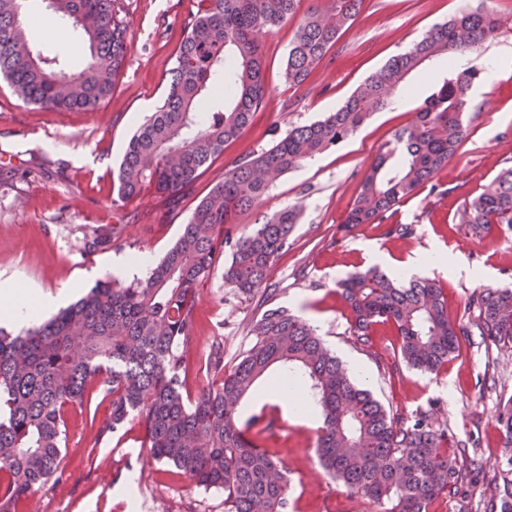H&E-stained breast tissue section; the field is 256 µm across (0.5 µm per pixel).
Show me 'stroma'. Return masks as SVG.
I'll list each match as a JSON object with an SVG mask.
<instances>
[{"mask_svg":"<svg viewBox=\"0 0 512 512\" xmlns=\"http://www.w3.org/2000/svg\"><path fill=\"white\" fill-rule=\"evenodd\" d=\"M116 6L129 23L127 59L100 108L39 109L0 81V280L53 294L65 291L74 301L110 278L118 258L146 253L161 260L199 199L234 161L271 147L288 128L334 111L433 24L462 10H501L497 38L477 56L482 92L471 99L465 141L432 185L394 207L388 223L350 230L344 220L379 148L409 124L428 95V81L419 76L405 105L374 114L355 135L289 172L240 216L237 231L247 234L286 206L302 208L291 247L267 271L266 290L246 295L226 286V252L200 284L184 379L185 393L196 395L208 382L204 365L213 343H223L224 365L233 367L252 344V320L261 305L287 307L314 326L341 361L360 367V380L385 408L406 416L436 408L434 425L447 427L449 441L482 463V471L468 473L455 497L436 499L429 512H485L489 481L512 458L500 423L502 406L512 398V343L485 346L478 337L463 336L456 356L438 372H420L401 364L390 325L375 326L370 347L354 345L349 312L336 290L340 280L372 267V253L406 261L437 249L447 254L448 269L426 277L442 289L450 320L472 316L468 301L475 290L512 289V227L497 224L477 236L457 219L463 199L477 196L512 161V12L503 0H364L355 24L297 88L283 79L297 23L280 25L264 41L268 93L262 111L242 137L225 144L171 210L151 190L114 201L112 172L143 117L166 94L167 72L197 0H116ZM391 223L412 225L414 232L408 238L387 235ZM114 228L121 248L85 251L83 239L91 230ZM260 411L272 425L252 437L289 470L294 512H383L323 472L316 459V426L255 395L240 407L245 418ZM111 412L110 397L93 384L84 406L68 413L66 473L38 493L49 512H224L223 490L190 485L175 468L149 456L141 446L140 418L126 421L118 434L99 436L96 423ZM129 484L135 487L134 509L118 494Z\"/></svg>","mask_w":512,"mask_h":512,"instance_id":"35a3bbf8","label":"stroma"}]
</instances>
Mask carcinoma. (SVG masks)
I'll return each mask as SVG.
<instances>
[{
  "label": "carcinoma",
  "instance_id": "cac0c4a2",
  "mask_svg": "<svg viewBox=\"0 0 512 512\" xmlns=\"http://www.w3.org/2000/svg\"><path fill=\"white\" fill-rule=\"evenodd\" d=\"M26 0H0V76L27 104L50 110H91L112 96L126 62L128 24L115 0H48V9L79 35L84 67L68 70L66 56L31 43L33 17ZM302 0H199L169 70L168 91L131 138L113 190L120 200L152 188L176 205L199 171L239 138L263 109L267 95L263 41L293 18ZM364 0H310L285 61L291 86L302 85L361 13ZM492 11L464 10L437 23L406 51L356 87L323 118L288 129L275 143L250 152L225 170L200 199L172 248L148 277L128 284L100 280L77 302L23 334L0 329V512H21L27 499L65 474L66 416L83 406L92 382L112 399L101 434L116 433L131 417L142 420V447L190 482L224 490V512H289L291 484L283 466L257 446L251 430L263 419L238 414L274 368L309 384L323 413L317 457L328 475L351 493L385 506L384 512H428L451 496L467 472L448 453L445 430L421 413L387 410L360 387L300 316L265 308L252 323L253 345L228 372L213 346L207 371L218 381L190 399L183 393L182 350L194 340L198 285L224 248L231 251L224 283L253 294L279 254L288 249L299 219L296 207L270 216L248 235L232 231L236 217L260 202L288 172L353 136L371 116L411 91L416 74L430 76V93L411 123L380 148L364 172L361 191L345 223L354 229L382 223L403 199L434 179L467 136L470 91L482 69L441 58L472 55L496 37ZM224 100L211 102L214 84ZM459 221L480 234L491 224L512 225V165L482 192L463 202ZM118 232L94 231L89 251L118 244ZM350 313L353 343L368 347L372 328L389 324L399 336L406 366L437 372L458 351L459 337L478 333L512 342V289L484 288L469 305L468 324L448 318L442 289L431 280L401 284L376 268L338 283ZM495 484L490 512H512V458Z\"/></svg>",
  "mask_w": 512,
  "mask_h": 512
}]
</instances>
